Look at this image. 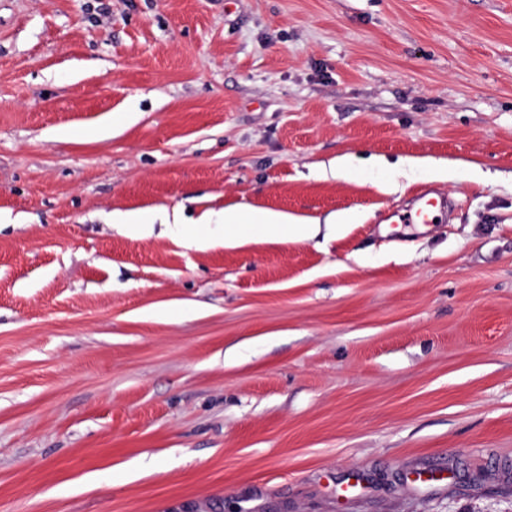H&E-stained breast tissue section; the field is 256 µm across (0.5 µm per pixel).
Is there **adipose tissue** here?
<instances>
[{"mask_svg":"<svg viewBox=\"0 0 512 512\" xmlns=\"http://www.w3.org/2000/svg\"><path fill=\"white\" fill-rule=\"evenodd\" d=\"M358 219V214L350 211L331 214L322 222L269 209L228 206L222 212L208 214L204 223L194 226L183 224L180 214L172 213L165 218L163 232L197 250L217 245L237 248L258 241L310 240L323 230L336 238Z\"/></svg>","mask_w":512,"mask_h":512,"instance_id":"obj_1","label":"adipose tissue"}]
</instances>
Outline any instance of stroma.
Listing matches in <instances>:
<instances>
[{
	"label": "stroma",
	"instance_id": "stroma-1",
	"mask_svg": "<svg viewBox=\"0 0 512 512\" xmlns=\"http://www.w3.org/2000/svg\"><path fill=\"white\" fill-rule=\"evenodd\" d=\"M0 512H512V0H0ZM442 201L429 197L426 193L419 197L415 209L401 215H397L400 224H434L437 221L438 208ZM160 225L164 227L162 233L197 250L217 245L237 248L258 241L310 240L321 230L318 218L303 219L269 209L240 206H228L222 212L208 214L202 224H183L180 213L174 210L171 216L165 215V223ZM155 215L150 211H130L117 213L112 217V229L119 234L144 238L154 232Z\"/></svg>",
	"mask_w": 512,
	"mask_h": 512
}]
</instances>
